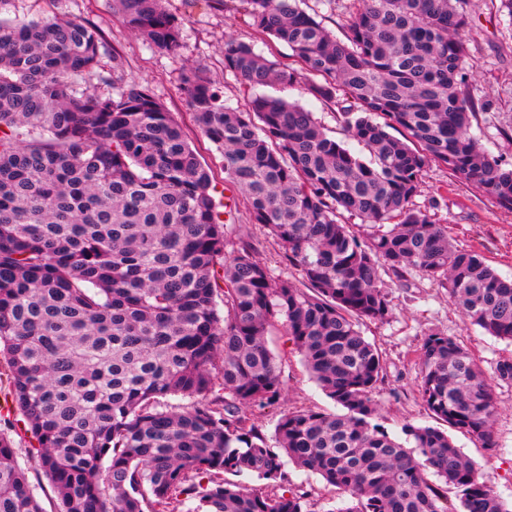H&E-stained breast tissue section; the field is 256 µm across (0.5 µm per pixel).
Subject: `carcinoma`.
Instances as JSON below:
<instances>
[{
    "label": "carcinoma",
    "instance_id": "obj_1",
    "mask_svg": "<svg viewBox=\"0 0 512 512\" xmlns=\"http://www.w3.org/2000/svg\"><path fill=\"white\" fill-rule=\"evenodd\" d=\"M116 2L127 28L177 50L181 22L162 0ZM241 3L298 67L228 38L224 72L255 91L248 111L226 104L196 68L181 90L297 284L249 245L226 250L211 175L118 61L99 74L111 94L77 92L105 48L95 26L0 19V356L37 442L27 469L0 433V512H43L31 469L51 479L62 512H174L186 502L191 512H304L288 463L347 494L337 512H512L447 432L409 424V450L384 429L372 398L382 355L359 329L391 313L386 267L448 285L472 324L512 341V279L457 248L413 203L433 162L512 210V168L470 133L460 0H359L341 38L299 0ZM302 75L310 93L338 106L348 141L258 92ZM342 94L356 108L339 105ZM345 213L365 236L340 221ZM279 323L336 412L283 414L272 445L253 410L284 393L268 342ZM419 360L433 418L494 446V391L512 383V361L487 374L434 331ZM170 395L199 401L176 407Z\"/></svg>",
    "mask_w": 512,
    "mask_h": 512
}]
</instances>
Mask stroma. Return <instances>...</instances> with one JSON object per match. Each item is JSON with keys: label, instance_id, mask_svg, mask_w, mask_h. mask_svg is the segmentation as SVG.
<instances>
[{"label": "stroma", "instance_id": "35a3bbf8", "mask_svg": "<svg viewBox=\"0 0 512 512\" xmlns=\"http://www.w3.org/2000/svg\"><path fill=\"white\" fill-rule=\"evenodd\" d=\"M499 5L500 0H466L469 23L461 37L470 49L467 69L471 93L478 104L470 132L486 152L512 168V17L501 11ZM165 7L182 22L181 46L174 54L158 51L132 34L120 21L112 0H10L5 15L18 21L57 16L85 20L99 27L106 43L101 70H110L113 55H120L127 78L146 87L182 127L200 163L211 174L216 187L214 198L221 205L235 190L224 181L220 151L201 135L194 122L181 92L182 77L189 69L201 68L220 82L227 104L244 110L251 94L224 71L225 38L231 36L252 44L255 51L280 64L290 63V51L286 45L271 42L252 28L240 0H227L221 10L206 6L204 0H165ZM275 93L313 112L330 136L344 139L335 106L309 94L304 83L276 87ZM414 204L435 223L447 225L448 237L455 246L481 255L499 275L512 278V211L499 207L493 199L435 164L426 169ZM226 234L229 249H236L243 241L251 243L256 259L276 275L297 280V272L282 264L275 241L259 225L250 223L244 205H237ZM381 286L392 305V313L385 321L363 325L362 331L383 357L384 379L373 392L380 406L381 422L392 437L399 439L405 425L432 422L418 392V353L426 333L440 331L455 337L489 374L498 362L512 360V342L489 336L471 324L450 303L447 286L421 273L400 278L385 269L381 272ZM270 347L279 359L286 395L265 408L259 418L266 436H273L277 420L290 411H334L333 401L312 380L283 329L274 331ZM8 393L6 380L0 379V431L10 438L19 463L26 468L35 441ZM494 397L495 449L483 448L480 441L459 433L453 439L473 461L480 481L510 501L512 385L498 386ZM286 472L291 488L304 492L309 512H337L342 507L345 494L327 485L319 475L291 464Z\"/></svg>", "mask_w": 512, "mask_h": 512}]
</instances>
